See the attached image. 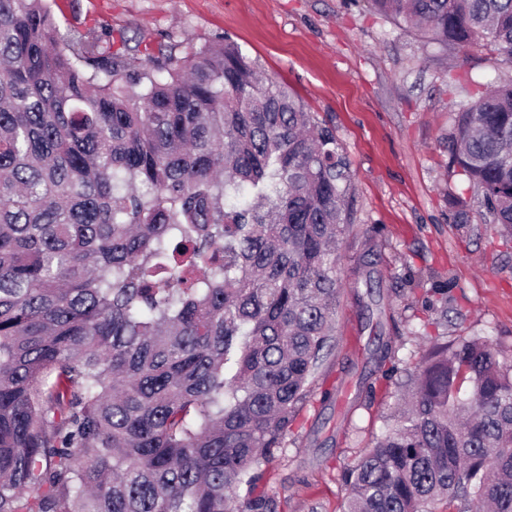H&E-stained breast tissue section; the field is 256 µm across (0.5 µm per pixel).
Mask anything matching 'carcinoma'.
<instances>
[{
  "instance_id": "1",
  "label": "carcinoma",
  "mask_w": 512,
  "mask_h": 512,
  "mask_svg": "<svg viewBox=\"0 0 512 512\" xmlns=\"http://www.w3.org/2000/svg\"><path fill=\"white\" fill-rule=\"evenodd\" d=\"M367 3L512 64V0ZM449 142L512 231V82ZM350 195L333 131L235 42L143 64L0 0V512H278L258 470L332 347ZM426 340L403 377L377 346L403 408L345 512H512V363Z\"/></svg>"
}]
</instances>
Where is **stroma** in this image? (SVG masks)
Wrapping results in <instances>:
<instances>
[{
	"mask_svg": "<svg viewBox=\"0 0 512 512\" xmlns=\"http://www.w3.org/2000/svg\"><path fill=\"white\" fill-rule=\"evenodd\" d=\"M50 2L60 29H95L116 49L229 38L335 134L352 175L336 339L263 482L281 512H340L342 472L384 433L398 398L376 345L421 362L426 290L450 286L445 342L487 336L512 362V241L486 223L448 140L456 101L511 81L512 68L480 43L423 47L410 23L366 0ZM458 198L470 204L464 225Z\"/></svg>",
	"mask_w": 512,
	"mask_h": 512,
	"instance_id": "stroma-1",
	"label": "stroma"
}]
</instances>
